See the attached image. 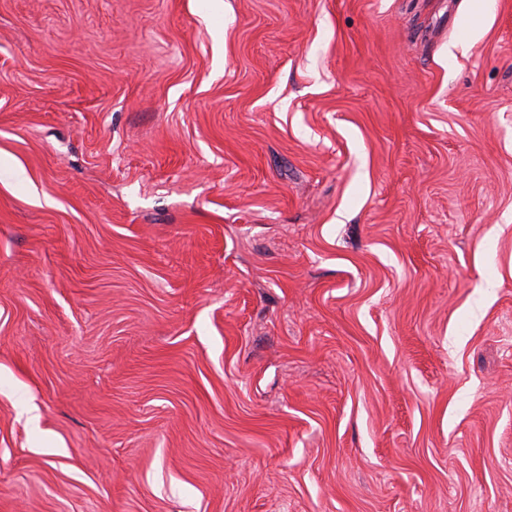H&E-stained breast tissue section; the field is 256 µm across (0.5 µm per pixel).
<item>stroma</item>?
<instances>
[{
  "instance_id": "35a3bbf8",
  "label": "stroma",
  "mask_w": 512,
  "mask_h": 512,
  "mask_svg": "<svg viewBox=\"0 0 512 512\" xmlns=\"http://www.w3.org/2000/svg\"><path fill=\"white\" fill-rule=\"evenodd\" d=\"M0 512H512V0H0Z\"/></svg>"
}]
</instances>
